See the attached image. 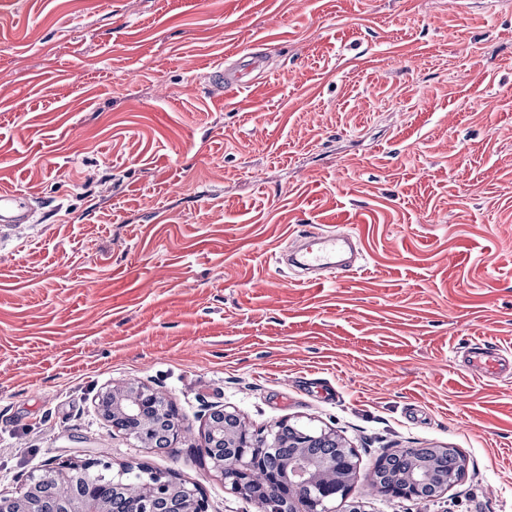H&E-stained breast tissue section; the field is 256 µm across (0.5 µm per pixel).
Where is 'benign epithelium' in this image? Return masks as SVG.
I'll use <instances>...</instances> for the list:
<instances>
[{
    "label": "benign epithelium",
    "instance_id": "1",
    "mask_svg": "<svg viewBox=\"0 0 512 512\" xmlns=\"http://www.w3.org/2000/svg\"><path fill=\"white\" fill-rule=\"evenodd\" d=\"M98 410L109 418L114 414L137 413L150 408L164 416L170 423V435L177 439L182 426L172 405L162 402L147 387L137 383L114 386L98 397ZM300 443L288 444L297 451L283 465L280 471L270 472L262 459L259 449L264 447L260 433L253 432L244 422L224 424L216 430L214 424L201 435V447L211 451L215 466L231 479V489L243 496L248 495L253 483H265L277 493H285L280 506L270 508V512H295V504L305 507V512H325L326 503L338 497H346L354 476L353 466L343 459L315 462L304 453L307 435L299 436ZM111 465L99 459H87L82 463L61 465L51 473L58 488L55 512H105L96 499L92 479ZM425 482L422 473L416 472L403 482L385 487L377 478H372L373 491L387 492L390 496L403 494L414 496ZM31 490L24 486L11 495L0 494V512L6 506L15 504L11 512H35ZM131 497L137 500L134 512H154L150 507L153 501L161 498H174L179 503L178 512H208V502L196 487L189 488L167 475H158L140 486L128 489Z\"/></svg>",
    "mask_w": 512,
    "mask_h": 512
}]
</instances>
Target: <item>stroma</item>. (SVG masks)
<instances>
[{
  "mask_svg": "<svg viewBox=\"0 0 512 512\" xmlns=\"http://www.w3.org/2000/svg\"><path fill=\"white\" fill-rule=\"evenodd\" d=\"M255 54V83L213 90ZM2 189L46 219L0 227V493L98 458L258 512L199 446L222 408L352 448L332 512H512V0H0ZM328 229L358 271L279 264ZM474 344L508 370L471 374ZM124 382L184 438L105 422ZM405 448L465 473L372 492ZM261 69V60L259 57H252L251 63L248 66L249 72H242L233 67L219 68L217 71L210 74L209 78L211 84L220 89L224 88V92L234 91L240 88L244 83V74L250 73L254 70ZM157 397L144 385L129 382L113 386L111 390L99 395L97 406L101 414L109 419L118 412L137 413L149 407L155 414L165 416L170 423V435L175 440L182 431L177 414L171 404L164 403ZM463 459L459 452L455 448H448L447 453H441L437 456L431 457V470L432 479L423 487L420 488L425 482V477L422 473L416 472L407 477L402 483L393 484L390 487H384L380 484L379 480L372 476L370 485L373 491L380 494L379 492L385 491L390 496H401L403 494L411 495L417 499H425L435 496L438 493V487L445 478L448 481L443 485L442 492L448 490V488L456 482L459 474L456 475L461 469ZM456 475V476H452ZM451 476V477H450ZM420 490L419 495L416 493ZM415 495V496H414Z\"/></svg>",
  "mask_w": 512,
  "mask_h": 512,
  "instance_id": "35a3bbf8",
  "label": "stroma"
}]
</instances>
